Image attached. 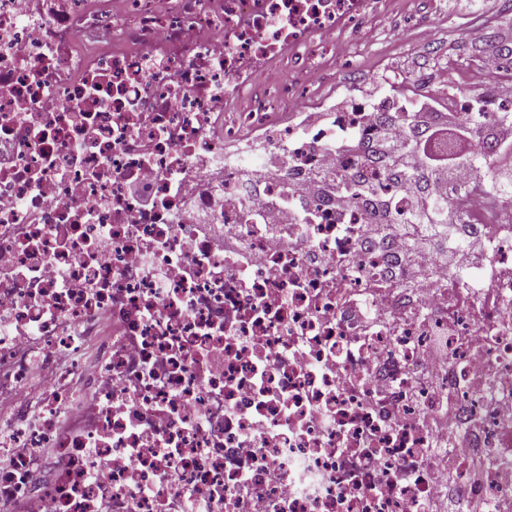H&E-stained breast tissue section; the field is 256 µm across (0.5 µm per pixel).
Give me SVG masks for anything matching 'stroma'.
<instances>
[{
    "instance_id": "stroma-1",
    "label": "stroma",
    "mask_w": 512,
    "mask_h": 512,
    "mask_svg": "<svg viewBox=\"0 0 512 512\" xmlns=\"http://www.w3.org/2000/svg\"><path fill=\"white\" fill-rule=\"evenodd\" d=\"M502 2L470 7L464 0H406L380 42L356 48L349 68L337 70L336 79L366 99L391 93L397 83L415 93L424 89L434 111H444L447 92L426 87V78L448 58L478 57L489 46L503 45L512 32V10Z\"/></svg>"
}]
</instances>
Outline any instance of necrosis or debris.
Instances as JSON below:
<instances>
[{"label":"necrosis or debris","instance_id":"obj_1","mask_svg":"<svg viewBox=\"0 0 512 512\" xmlns=\"http://www.w3.org/2000/svg\"><path fill=\"white\" fill-rule=\"evenodd\" d=\"M393 2L0 0V512H512V201L468 172L487 262L417 288L364 233L419 100L336 107L337 46Z\"/></svg>","mask_w":512,"mask_h":512}]
</instances>
